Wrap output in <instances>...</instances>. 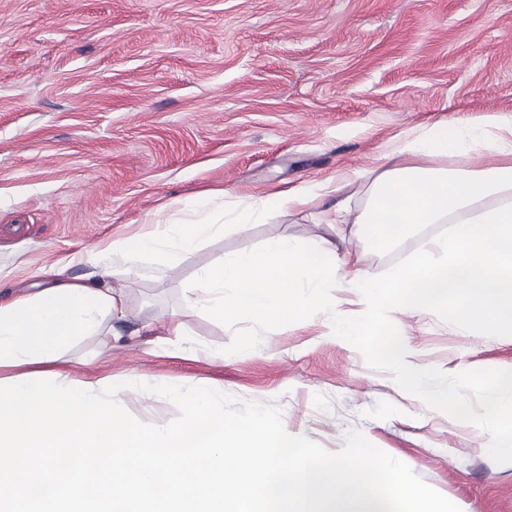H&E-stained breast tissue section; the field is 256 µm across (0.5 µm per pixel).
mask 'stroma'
I'll use <instances>...</instances> for the list:
<instances>
[{
    "label": "stroma",
    "mask_w": 512,
    "mask_h": 512,
    "mask_svg": "<svg viewBox=\"0 0 512 512\" xmlns=\"http://www.w3.org/2000/svg\"><path fill=\"white\" fill-rule=\"evenodd\" d=\"M512 119V0H0V297L27 293L44 267L141 231L201 193L226 204L327 177L368 203L366 171L384 145L450 119ZM442 224L386 251L349 237L382 278ZM318 209H282L269 223L226 230L178 267L150 263L112 277L127 315L66 353L69 376L125 383L123 407L145 422L178 415L135 383L202 384L278 407L288 432L334 452L356 427L461 512H512V459L474 421L430 410V391L467 375L484 410L512 335L452 325L448 311L387 312L427 392L414 394L384 346L346 341L357 315L348 289H327L295 319L225 322L185 313L183 294L225 255L276 235L330 236ZM182 316L184 342L165 343Z\"/></svg>",
    "instance_id": "stroma-1"
}]
</instances>
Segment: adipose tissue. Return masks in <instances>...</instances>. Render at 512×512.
<instances>
[{"mask_svg":"<svg viewBox=\"0 0 512 512\" xmlns=\"http://www.w3.org/2000/svg\"><path fill=\"white\" fill-rule=\"evenodd\" d=\"M474 149L482 156L475 166L444 171L429 165L430 159ZM382 158L388 167L371 182L370 205L356 213L340 200L322 211L323 222L339 234L353 226L378 250L427 224L447 225V233L382 280L361 266L358 255L337 254L330 242L304 246L274 237L260 250L225 255L205 269L184 297L186 310H203L219 321L248 315L275 323L311 306L324 289L345 286L363 314L340 320L335 332L357 343L382 339L380 318L400 302L416 312L449 311L457 325L479 323L512 334V122L496 124L478 140L439 120L394 139ZM336 191L329 177L224 212L198 200L188 205L186 217L147 218L146 230L135 237L80 253L79 261L93 269L86 278H69L66 265L53 263L45 283L0 302V370L37 372L62 361L72 343L123 320L124 297L111 282L116 269L134 273L153 258L178 265L222 235L225 224H263L282 207L311 208ZM475 421L487 427L489 448L512 458V431L502 429L512 421V399L492 402Z\"/></svg>","mask_w":512,"mask_h":512,"instance_id":"obj_1","label":"adipose tissue"}]
</instances>
